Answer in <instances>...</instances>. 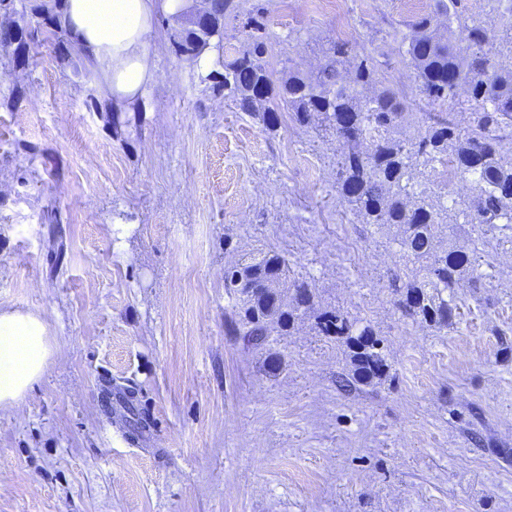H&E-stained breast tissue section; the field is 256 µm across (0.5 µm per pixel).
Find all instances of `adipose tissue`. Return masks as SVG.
<instances>
[{
	"instance_id": "adipose-tissue-1",
	"label": "adipose tissue",
	"mask_w": 512,
	"mask_h": 512,
	"mask_svg": "<svg viewBox=\"0 0 512 512\" xmlns=\"http://www.w3.org/2000/svg\"><path fill=\"white\" fill-rule=\"evenodd\" d=\"M184 7V0H65L62 21L113 111L133 112L142 104L155 80L148 37L159 15ZM54 354L39 317L0 312V409L24 398Z\"/></svg>"
}]
</instances>
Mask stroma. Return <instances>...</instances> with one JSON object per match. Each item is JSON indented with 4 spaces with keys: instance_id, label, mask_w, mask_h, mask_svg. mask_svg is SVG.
<instances>
[{
    "instance_id": "obj_1",
    "label": "stroma",
    "mask_w": 512,
    "mask_h": 512,
    "mask_svg": "<svg viewBox=\"0 0 512 512\" xmlns=\"http://www.w3.org/2000/svg\"><path fill=\"white\" fill-rule=\"evenodd\" d=\"M262 2L273 83L345 39L381 65L362 95L426 111L401 42L433 0ZM459 9L494 45L512 35V0ZM178 27L157 19V78L121 140L80 58L0 51V311L38 315L57 349L0 410V512H512V245L465 225L488 287L457 289L446 328L403 317L387 280L415 266L339 199L335 137L285 109L267 131L176 54ZM273 253L314 305L248 346L224 271ZM326 310L374 327L386 379L338 389Z\"/></svg>"
}]
</instances>
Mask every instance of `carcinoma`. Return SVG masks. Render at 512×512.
I'll return each mask as SVG.
<instances>
[{
    "mask_svg": "<svg viewBox=\"0 0 512 512\" xmlns=\"http://www.w3.org/2000/svg\"><path fill=\"white\" fill-rule=\"evenodd\" d=\"M64 0H0V15H22L40 19L53 29L54 50L65 61L77 53L72 36L62 25ZM458 0H436L435 15H423L414 23L415 32L405 42V55L413 66L417 87L428 103L443 107L465 96L469 120L462 126L449 116L434 114L417 137L403 140L396 133L414 123L413 113L388 91L372 99L360 97L357 87L372 83L378 64L371 56H353L351 77L344 75L343 59L350 56L348 43L338 41L332 56L313 76L293 73L274 86L267 68L266 43L259 35L262 7L249 11L254 33L251 42L234 59L224 63V73L211 72L200 80L213 81L212 89L224 93L245 112H262L267 129L275 128V114L286 108L295 122L330 131L342 144L336 178L339 197L360 218L376 229L395 226L398 244L406 259L422 263L420 272L404 278L391 276L388 287L401 314L415 322L439 329L452 324L456 289L485 287L478 272V247L448 244L438 249L444 225L490 224L512 242V153L503 141L512 130V69L498 61V52L488 47L487 29L480 19L466 25L468 45L454 48L453 25L460 20ZM240 0H210L211 26L224 29V22L239 17ZM444 18L446 35L432 29L436 17ZM206 33L192 26L175 32L179 55L200 56ZM0 50L18 61L25 57L27 42L0 32ZM464 79V94L450 90L455 78ZM142 113L114 112L107 124L120 138ZM451 165V172L469 178L474 193L442 202V195L414 183L438 164ZM224 288L239 303L244 341L265 342L276 330L288 332L312 307L314 292L304 281L286 280V262L266 255L257 262L224 270ZM317 326L323 336L344 340L351 364L346 386L369 385L385 378L390 366L381 340L370 325L358 326L338 311H325Z\"/></svg>",
    "mask_w": 512,
    "mask_h": 512,
    "instance_id": "carcinoma-1",
    "label": "carcinoma"
}]
</instances>
